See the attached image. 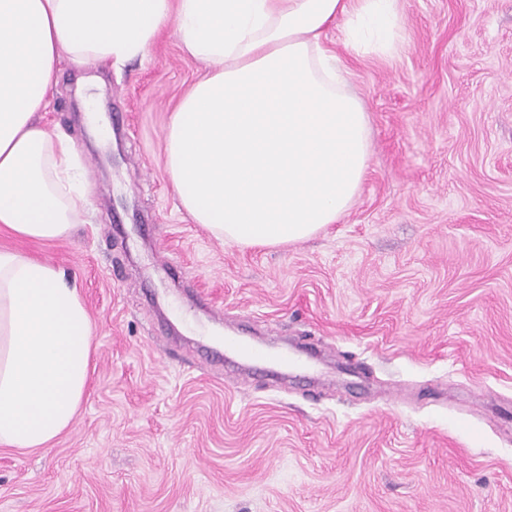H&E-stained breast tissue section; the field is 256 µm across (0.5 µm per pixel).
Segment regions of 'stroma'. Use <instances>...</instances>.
Wrapping results in <instances>:
<instances>
[{
	"mask_svg": "<svg viewBox=\"0 0 512 512\" xmlns=\"http://www.w3.org/2000/svg\"><path fill=\"white\" fill-rule=\"evenodd\" d=\"M352 65L370 118L339 223L243 249L181 209L175 107L205 73L166 28L119 66L61 59L40 120L81 161L71 239L92 375L47 448L0 447V512H512V0H400ZM319 344L307 379L212 363L214 337Z\"/></svg>",
	"mask_w": 512,
	"mask_h": 512,
	"instance_id": "1",
	"label": "stroma"
}]
</instances>
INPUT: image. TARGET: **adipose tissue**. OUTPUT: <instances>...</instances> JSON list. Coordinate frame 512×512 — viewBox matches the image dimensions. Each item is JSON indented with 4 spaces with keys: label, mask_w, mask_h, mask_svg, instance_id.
Here are the masks:
<instances>
[{
    "label": "adipose tissue",
    "mask_w": 512,
    "mask_h": 512,
    "mask_svg": "<svg viewBox=\"0 0 512 512\" xmlns=\"http://www.w3.org/2000/svg\"><path fill=\"white\" fill-rule=\"evenodd\" d=\"M398 0H0V230L68 238L87 213L70 139L40 121L61 57L120 65L167 25L204 76L165 138L193 223L243 248H277L337 223L370 160L349 55H387ZM338 27L341 50L324 39ZM92 327L59 267L0 249V446L44 448L86 394Z\"/></svg>",
    "instance_id": "1"
}]
</instances>
